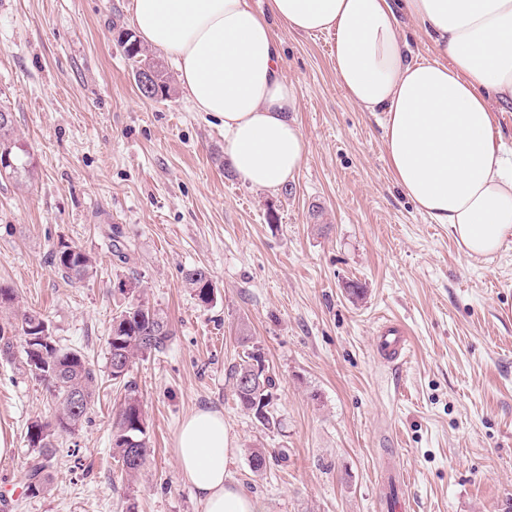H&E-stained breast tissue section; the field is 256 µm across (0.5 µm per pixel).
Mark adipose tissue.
Listing matches in <instances>:
<instances>
[{
  "label": "adipose tissue",
  "mask_w": 512,
  "mask_h": 512,
  "mask_svg": "<svg viewBox=\"0 0 512 512\" xmlns=\"http://www.w3.org/2000/svg\"><path fill=\"white\" fill-rule=\"evenodd\" d=\"M133 26L170 55L194 111L224 130V153L251 187L278 190L302 168L306 143L294 114L273 25L332 36L347 97L381 115L395 181L472 259L512 240V169L495 106L512 103V0H129ZM433 44L408 55L398 14ZM235 450L220 412L181 424L174 455L202 512H258L231 477Z\"/></svg>",
  "instance_id": "ef3b65f1"
}]
</instances>
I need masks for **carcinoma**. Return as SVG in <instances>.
Masks as SVG:
<instances>
[{"label":"carcinoma","mask_w":512,"mask_h":512,"mask_svg":"<svg viewBox=\"0 0 512 512\" xmlns=\"http://www.w3.org/2000/svg\"><path fill=\"white\" fill-rule=\"evenodd\" d=\"M117 44L134 63V70L144 67L153 70L155 80L149 98L172 95L171 76L162 62L151 57L134 35L119 31ZM5 151L14 157V165L0 171V176H13L23 171L32 173L30 152L16 145L12 119L0 120V154ZM53 257L57 267L70 278L82 280L93 272L94 258L74 243H58ZM184 281L199 303L208 305L214 301V288L205 269L186 270ZM44 325L50 326L46 317L20 307L15 291L7 286L0 287V347H6L11 357L20 353L22 374L42 385L55 405L51 419L36 420L27 427V443L34 455L27 467L26 489L32 495L46 489L54 458L55 435L59 432L73 434L83 426L99 384L96 370L79 351L60 346L50 334L39 336ZM173 335L165 312L139 295L112 318L109 356L118 355L131 364L139 357L163 352ZM242 344L241 363L231 370L235 396L244 410L261 424L269 425L274 422L271 407L275 380L262 367L261 356L250 346V337H242ZM109 376L123 385L125 391L123 401L112 417V453L122 462L126 475L133 479L144 469L150 456L147 420L136 383L127 379L128 372L111 368ZM133 454L139 456L140 461L131 460Z\"/></svg>","instance_id":"1"}]
</instances>
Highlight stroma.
I'll list each match as a JSON object with an SVG mask.
<instances>
[{"mask_svg": "<svg viewBox=\"0 0 512 512\" xmlns=\"http://www.w3.org/2000/svg\"><path fill=\"white\" fill-rule=\"evenodd\" d=\"M128 0H0V107L35 162L0 177V284L43 313L61 345L99 374L88 420L56 435L46 491L13 497L32 455L25 433L50 396L0 357V512H200L173 454L186 415L219 411L236 448L229 469L259 512H385L381 462L401 459L412 512H512V245L476 261L396 185L376 117L345 95L327 36L276 26L307 145L279 191L244 184L224 131L182 92L143 97L116 43ZM133 258L112 254V230ZM90 251L64 278L59 242ZM208 271L200 304L187 269ZM138 287L175 335L129 378L147 415L151 457L128 481L112 456L124 396L108 370L112 317ZM401 320L410 352L383 362L378 324ZM276 387V427L238 405L230 377L241 337ZM266 466L254 471L253 449ZM54 262L69 278L82 280L93 272L95 260L82 247L68 242H59L53 250ZM186 287L201 304H210L214 301V288L207 271L200 267L187 269L184 273Z\"/></svg>", "mask_w": 512, "mask_h": 512, "instance_id": "stroma-1", "label": "stroma"}]
</instances>
